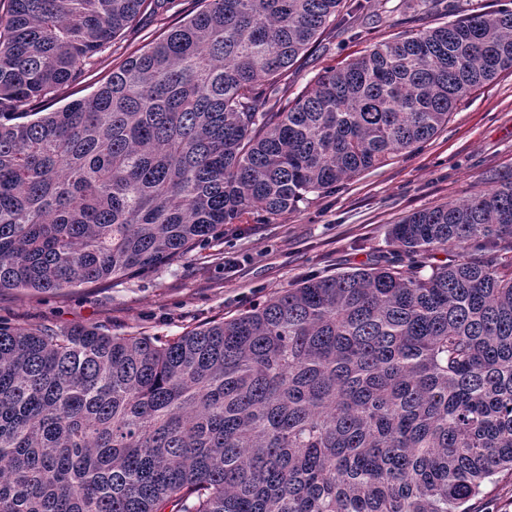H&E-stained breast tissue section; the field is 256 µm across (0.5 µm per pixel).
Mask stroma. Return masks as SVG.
Masks as SVG:
<instances>
[{
    "mask_svg": "<svg viewBox=\"0 0 512 512\" xmlns=\"http://www.w3.org/2000/svg\"><path fill=\"white\" fill-rule=\"evenodd\" d=\"M193 0L165 13L144 12L87 68V96L140 49L159 38ZM442 14L406 10L403 0L373 7L365 0L352 28L328 27L283 77L279 94L294 98L318 73L342 65L378 41L445 22ZM512 174V72L462 100L447 125L421 148L313 195L275 223L243 215L223 236L179 263L95 292L62 295L0 292V319L20 326L73 327L96 323L113 333L177 336L187 326L231 317L301 278L357 267L385 255L388 233L412 212L455 202L483 190L486 173Z\"/></svg>",
    "mask_w": 512,
    "mask_h": 512,
    "instance_id": "stroma-1",
    "label": "stroma"
}]
</instances>
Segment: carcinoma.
<instances>
[{
	"label": "carcinoma",
	"mask_w": 512,
	"mask_h": 512,
	"mask_svg": "<svg viewBox=\"0 0 512 512\" xmlns=\"http://www.w3.org/2000/svg\"><path fill=\"white\" fill-rule=\"evenodd\" d=\"M203 2L58 108L147 0L0 11V291L106 288L273 223L512 70V11L450 14L281 104L345 0ZM486 184L179 336L0 321V512H471L512 473V177Z\"/></svg>",
	"instance_id": "1"
}]
</instances>
